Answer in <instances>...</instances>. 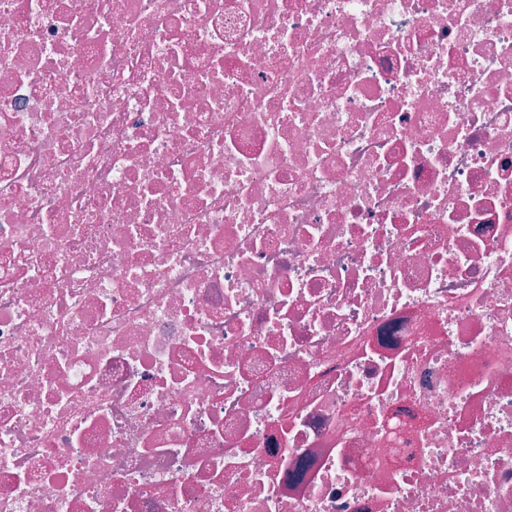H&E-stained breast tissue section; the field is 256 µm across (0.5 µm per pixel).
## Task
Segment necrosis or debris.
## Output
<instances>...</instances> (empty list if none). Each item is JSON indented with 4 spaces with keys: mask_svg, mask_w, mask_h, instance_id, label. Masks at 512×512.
Returning a JSON list of instances; mask_svg holds the SVG:
<instances>
[{
    "mask_svg": "<svg viewBox=\"0 0 512 512\" xmlns=\"http://www.w3.org/2000/svg\"><path fill=\"white\" fill-rule=\"evenodd\" d=\"M0 512H512V0H0Z\"/></svg>",
    "mask_w": 512,
    "mask_h": 512,
    "instance_id": "1",
    "label": "necrosis or debris"
}]
</instances>
